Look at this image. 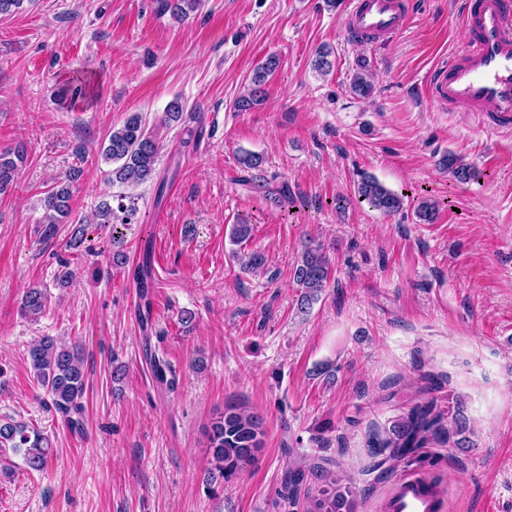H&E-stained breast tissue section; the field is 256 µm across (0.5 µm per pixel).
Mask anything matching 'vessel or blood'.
Listing matches in <instances>:
<instances>
[{
    "mask_svg": "<svg viewBox=\"0 0 512 512\" xmlns=\"http://www.w3.org/2000/svg\"><path fill=\"white\" fill-rule=\"evenodd\" d=\"M405 0H357L345 35L389 37L406 20ZM463 52L437 64L429 73L431 96L452 109L477 113L484 127L512 126V0H466ZM442 488L421 474L396 477L387 499L389 512H443Z\"/></svg>",
    "mask_w": 512,
    "mask_h": 512,
    "instance_id": "b4317fda",
    "label": "vessel or blood"
}]
</instances>
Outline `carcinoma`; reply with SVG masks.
<instances>
[{
    "label": "carcinoma",
    "mask_w": 512,
    "mask_h": 512,
    "mask_svg": "<svg viewBox=\"0 0 512 512\" xmlns=\"http://www.w3.org/2000/svg\"><path fill=\"white\" fill-rule=\"evenodd\" d=\"M201 5L202 0H161L164 11L171 12L177 19L188 16ZM276 65L277 59L271 56L264 65L253 72L248 94L240 97L235 103L237 110H249L261 101L267 78ZM350 90L355 96L364 99L372 94L373 86L365 64H360L352 75ZM158 149L157 139L148 128L145 118L140 113H133L122 124L112 127L101 142L97 157L106 163L114 164L109 176L112 185L129 187L157 177ZM23 160L24 150L21 146L11 152L0 153V190L7 188L17 169V163ZM439 165L444 170H452L462 181L478 175L476 168L462 163L451 153L443 155ZM78 176L79 170H73L67 177V183L57 186L43 199L44 239H51L55 225L64 223L70 215L71 184ZM357 193L362 201L385 214L396 213L403 206L401 195L372 176L361 178ZM437 211L436 204L423 200L417 206L416 217L422 224H432L437 217ZM137 213L135 199L120 192L113 195L112 200L102 201L93 221L96 224L112 225V242L116 244L120 242V238L115 236L118 227L137 223ZM150 265L151 256L147 254L134 274L140 298L143 300V304L138 307L137 317L143 323L149 321L152 315L149 301V288L152 287ZM330 273L329 260L321 249L306 246L293 272V280L298 288L299 312H309L313 304L319 300L327 288ZM47 303V292L32 287L26 290L22 298V310L30 316L40 315L46 310ZM28 361L36 384L49 398L54 410L64 418L69 427L80 426L82 398L86 391V376L80 347L44 338L29 348ZM462 432L463 425L460 419L454 420V426H447L445 413L434 401L428 400L414 405L406 415L396 419L386 431L385 437L373 439L372 453L384 455L389 461H397L414 449L423 447L431 439L443 444L451 442L459 447L466 443V439L459 437ZM263 434L262 418L234 404L225 405L224 411L213 418L207 430V454L212 474L229 479L243 472L256 461V453L261 448ZM453 435L458 436V439L451 440ZM0 444L8 445L14 451L23 454L27 467L33 471L41 472L48 465V436L32 425L1 421ZM320 472L330 478V485L320 490L319 497L310 500L308 512H353V504L347 499L348 490L342 488L341 478H331L329 470L324 467L320 468ZM303 481L302 469H288L281 496L291 502L294 501Z\"/></svg>",
    "instance_id": "carcinoma-1"
}]
</instances>
